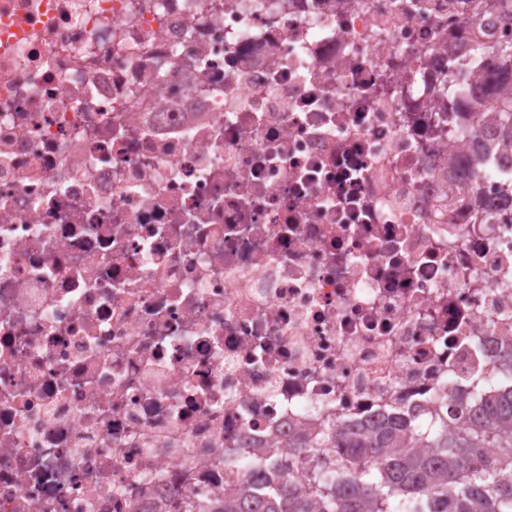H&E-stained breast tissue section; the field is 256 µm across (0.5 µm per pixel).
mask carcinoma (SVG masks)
<instances>
[{
  "label": "carcinoma",
  "instance_id": "1",
  "mask_svg": "<svg viewBox=\"0 0 512 512\" xmlns=\"http://www.w3.org/2000/svg\"><path fill=\"white\" fill-rule=\"evenodd\" d=\"M472 55L512 75V41L476 44ZM495 96L474 113L466 133L474 159L487 142L512 146V82ZM448 168L472 189L473 168L452 157ZM458 416L461 424L451 430L448 415L432 406L416 425L387 416L353 433H299L288 439L294 463L304 469L299 483L287 477L288 461L272 463L250 448L262 482L246 479L221 502L191 493L166 512H512V393L461 398Z\"/></svg>",
  "mask_w": 512,
  "mask_h": 512
}]
</instances>
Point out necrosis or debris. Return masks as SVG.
<instances>
[{
	"label": "necrosis or debris",
	"mask_w": 512,
	"mask_h": 512,
	"mask_svg": "<svg viewBox=\"0 0 512 512\" xmlns=\"http://www.w3.org/2000/svg\"><path fill=\"white\" fill-rule=\"evenodd\" d=\"M490 0H0V512L223 497L512 388V196L446 182Z\"/></svg>",
	"instance_id": "4bbe7bcc"
}]
</instances>
